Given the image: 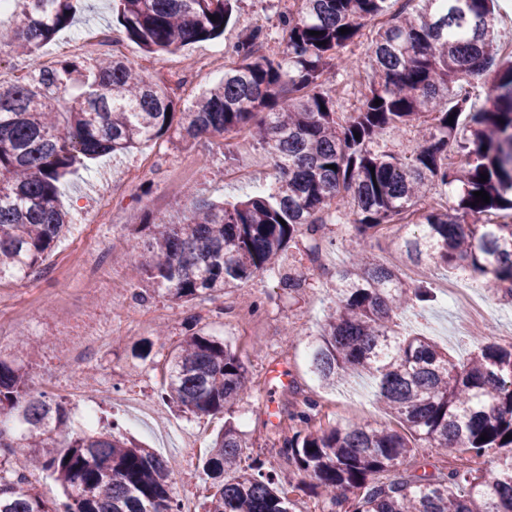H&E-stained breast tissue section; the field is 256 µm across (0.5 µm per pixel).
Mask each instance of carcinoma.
<instances>
[{
    "mask_svg": "<svg viewBox=\"0 0 512 512\" xmlns=\"http://www.w3.org/2000/svg\"><path fill=\"white\" fill-rule=\"evenodd\" d=\"M79 2L15 0L23 25L0 28V45L30 59L25 74L0 85V282L35 272L67 228L60 187L76 164L164 137L182 144L246 132L276 156L275 186L228 206L199 200L181 224L135 227L140 280L185 304L275 270L280 288L299 293L307 277L284 264L288 249L305 239L304 256L315 263L326 225H353L358 249L338 273L340 304L310 350V370L326 388L368 375L402 429L364 419L315 429L317 402L306 397L288 412L293 434L281 451L330 509L349 493L351 512H512V439L504 440L512 434V348L479 344L460 363L430 338L400 333L396 316L426 306L431 294L368 256L383 226L412 216L424 229L402 240L398 261L481 276L512 305V221H501L512 218V56L498 53L495 0H407L392 16L391 0H299L298 13L279 16L281 52L264 53L269 33L250 29L224 77L184 107L113 54L43 66L39 51L72 26ZM115 2L127 37L159 53L220 37L239 0ZM368 26L366 92L340 113L321 87L341 70L354 78L351 54ZM489 72L478 107L472 88ZM410 128L418 131L410 153L385 143ZM451 145L463 157L457 165L448 163ZM455 184L454 205L423 207L431 188ZM480 190L489 203L476 202ZM167 363L163 397L197 416L228 414L249 390L240 355L204 326L173 346ZM27 381L21 365L0 359V512H178L161 456L109 421L69 435L63 404L29 397ZM413 439L509 455L489 475H406L398 467ZM245 448L225 419L203 462L211 483L202 512H296ZM17 453L55 476L66 501L46 502L28 487L10 466ZM384 473L392 474L387 483Z\"/></svg>",
    "mask_w": 512,
    "mask_h": 512,
    "instance_id": "obj_1",
    "label": "carcinoma"
}]
</instances>
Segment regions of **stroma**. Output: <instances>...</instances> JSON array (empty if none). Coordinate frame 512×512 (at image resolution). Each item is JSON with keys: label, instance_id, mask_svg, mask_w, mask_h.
<instances>
[{"label": "stroma", "instance_id": "stroma-1", "mask_svg": "<svg viewBox=\"0 0 512 512\" xmlns=\"http://www.w3.org/2000/svg\"><path fill=\"white\" fill-rule=\"evenodd\" d=\"M296 8L295 0H240L222 36L170 53H148L117 24L109 0H82L73 29L59 32L44 48L42 58L51 63L67 54L73 30L99 32L110 36L116 56L132 62L152 80L166 84L181 103L187 104L221 78L233 45L251 27L264 26L269 33L266 52H278L281 33L276 26L277 16ZM235 155L236 162L225 165L223 138L207 135L188 148L150 141L130 155L103 157L77 167L63 182L59 196L61 206L69 213L70 227L48 251L41 272L0 283V300L27 313L26 319L0 324V358L17 360L25 367L32 396L63 403L73 431L85 428L88 394L107 385L116 391L138 390L152 404L162 407L167 420L197 432L199 438L190 450L189 464L171 474L175 496L189 495L203 501L209 482L199 463L229 417L249 443L250 455L259 457L265 469L277 475L301 512H317L316 500L300 489L303 473L288 464L280 452V414L309 397L318 403L315 423L321 427L361 418L377 427L397 425L396 419L377 404L370 379L356 377L330 390L319 386L309 367V346L321 334L327 314L336 307V274L347 265L350 252L357 246L354 228L348 224L327 225L320 241L321 263H303L308 286L298 295L280 289L276 276L264 274L232 292L179 306L153 294L150 284L135 285L128 278L132 225L148 217L172 224L183 218L182 210L171 207L173 193L166 187L178 166L189 169L188 174L179 176L178 186H189L196 199L233 204L272 187L275 160L263 145L249 142L247 148L236 149ZM106 201L111 204L112 223H81V215L96 212ZM86 248L92 251L103 279L102 285L90 290L73 269L76 257ZM421 282L435 290L445 282L455 284L488 302L499 321L512 322V306L491 297L480 280L466 273L429 265ZM137 289L150 294V301L135 303L131 295ZM260 301L265 307L259 314L242 316V308ZM191 316L231 343L248 369L251 392L236 402L231 416L183 413L161 397L167 378V354L184 339ZM403 318L426 323L429 337L455 359L466 358L475 345L474 337L455 332L453 317L442 298H435L425 309L405 312ZM89 320L108 330L107 343L99 347L85 345L83 328ZM74 355L80 359L76 367L69 363ZM273 366L285 368L287 385L270 378L268 370ZM80 368L85 371L79 376L85 391L76 394L70 391L68 382ZM96 414L114 421L121 431L143 444L157 447L149 426L136 421L123 404L101 399ZM503 455V450L496 449L476 458L417 442L402 469L409 474L434 475L469 468L493 472Z\"/></svg>", "mask_w": 512, "mask_h": 512}]
</instances>
